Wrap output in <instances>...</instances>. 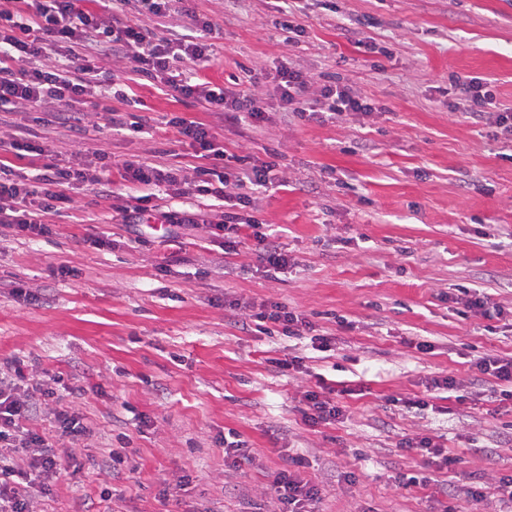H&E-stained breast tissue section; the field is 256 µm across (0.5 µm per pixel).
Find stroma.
Segmentation results:
<instances>
[{
  "label": "stroma",
  "mask_w": 512,
  "mask_h": 512,
  "mask_svg": "<svg viewBox=\"0 0 512 512\" xmlns=\"http://www.w3.org/2000/svg\"><path fill=\"white\" fill-rule=\"evenodd\" d=\"M302 4L293 22L304 33L291 38L275 25L281 0L230 14L224 0L189 2L217 27L198 75L259 93L260 127L139 76L81 137L49 126L51 155L100 150L113 172L111 196L71 191L45 215L44 237L0 228V365L19 368L25 389L80 388L71 402L90 427L79 443L59 440L82 467L35 512H278L272 475L295 454L321 489L320 512H512L494 491L512 474V402L494 401L496 381L476 382L472 368L485 352L512 357V321L463 315L451 300L475 286L512 308V141L457 109L455 88L481 79L496 107L512 109V0ZM290 63L315 78L340 74L376 112L288 117L277 70ZM170 112L210 126L227 153L277 154L280 185L255 191L249 212L291 257L282 273L264 274L251 232L225 252L213 233L224 202L210 195L157 192L159 211L199 217L174 239L156 219L124 223L122 208L145 192L121 179L124 162L168 161L188 180L207 164L165 126ZM112 116L145 124L115 133ZM271 302L312 330L243 329ZM316 333L335 348L315 347ZM294 356L300 371L274 370L273 360ZM444 377L453 390L432 387ZM321 382L347 414L312 428L303 396ZM427 395L430 408L411 406ZM424 434L459 463L435 483L401 488L397 477L423 471L402 443ZM237 439L252 450L240 470L224 464L225 441ZM186 475V492L164 499ZM476 484L484 499L469 496Z\"/></svg>",
  "instance_id": "stroma-1"
}]
</instances>
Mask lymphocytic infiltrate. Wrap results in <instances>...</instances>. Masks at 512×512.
Returning <instances> with one entry per match:
<instances>
[{"label":"lymphocytic infiltrate","mask_w":512,"mask_h":512,"mask_svg":"<svg viewBox=\"0 0 512 512\" xmlns=\"http://www.w3.org/2000/svg\"><path fill=\"white\" fill-rule=\"evenodd\" d=\"M84 0H0V112H40L49 101L61 105L60 120L83 131L101 95L105 59L129 60L132 73L147 78L159 87L193 100L212 112H236L252 122L265 119L261 96L254 91H233L211 86L193 73L210 59L208 39L214 23L204 14L192 13L194 33L171 38L154 32L146 21L174 11L180 0H108L107 11L84 7ZM138 21H126L128 12ZM54 55L56 67L46 68L41 58ZM192 72L180 71L182 63ZM278 88L285 111L303 119L333 121L347 112L364 115L374 107L347 84L327 78L315 100H308L309 81L293 67L281 68ZM468 117L476 123L502 128L512 134V113L492 112L490 99L478 81L460 88ZM168 126L175 129L180 144L191 147L196 156L209 159L196 181L184 184L174 165L127 162L122 166L124 181L169 187L184 185L186 192L214 195L234 202L235 211L225 213L216 230L222 235L238 234L241 228L254 229V237L264 245L266 274L272 275L288 265L281 249L267 242L253 217L242 210L254 191L267 188L274 180L276 162L250 156L231 159L216 135L206 124L171 115ZM16 157L44 158L43 174L28 180L13 167L0 164V225L30 237L47 234L42 216L62 201L63 188L104 185L111 169L106 154L93 158L75 157L67 162L49 159L45 145L34 140L28 126L17 125L0 138V151ZM302 418L316 427L340 421L344 409L330 388L307 391ZM39 407L32 394L19 390L11 368H0V512H30L38 497L50 495L54 481L77 467L76 458L62 459L55 440L37 431L33 423ZM304 457L290 458L287 468L278 471L273 487L280 512H315L320 499L318 487L301 476Z\"/></svg>","instance_id":"f902f5d3"}]
</instances>
